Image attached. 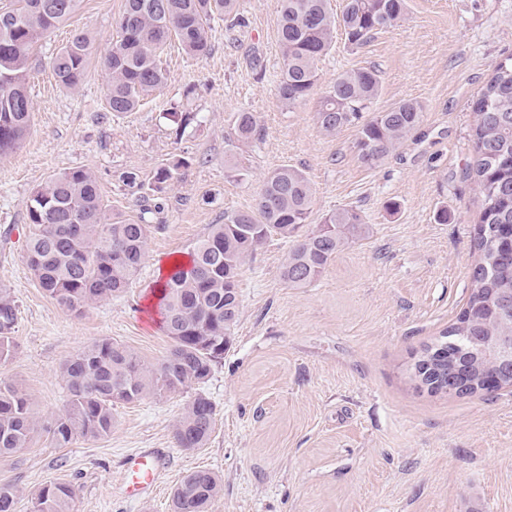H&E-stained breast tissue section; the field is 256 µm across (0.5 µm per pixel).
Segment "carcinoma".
<instances>
[{
    "label": "carcinoma",
    "instance_id": "1",
    "mask_svg": "<svg viewBox=\"0 0 512 512\" xmlns=\"http://www.w3.org/2000/svg\"><path fill=\"white\" fill-rule=\"evenodd\" d=\"M80 0H0V156L30 130L33 102L27 80L32 49L78 9ZM283 69L277 86L281 104L294 107L318 84V60L336 45L342 29L352 47L400 23L406 0H345L341 13L330 0H275ZM238 0H125L119 40L102 58L108 75L106 111L118 116L138 109L166 81L160 55L176 37L188 55L209 54L211 21L241 20ZM93 41L75 31L54 52L49 65L63 89L76 93L88 74ZM380 79L373 68L347 70L320 98L318 123L327 133L357 128L355 150L366 166L396 150L420 121L423 107L402 100L373 111ZM475 159L467 169L481 200L476 227L478 252L471 269V293L456 320L426 346L412 376L428 368L441 379L463 368L469 381L512 349V56L498 62L473 105ZM236 140L260 134L254 115L238 113ZM313 187L305 173L283 166L266 176L256 207L212 225L190 252L187 265L175 264L163 280V328L171 340L165 358L148 364L126 346L102 339L67 360L61 375L69 393L64 410L40 425L27 394L0 385V457L29 447L41 432L56 448L78 437L101 438L112 432L114 406L161 396L209 380L224 359L239 315L241 268L274 236L292 242L282 278L301 288L319 278L346 246L368 232L360 214L338 208L304 233L312 214ZM27 266L34 281L62 309L79 315L127 287L146 254L155 226L105 211L100 188L88 169L62 172L39 186L28 208ZM17 310L10 293L0 290V359L13 348ZM215 421L210 399L198 392L175 428L180 448H202ZM223 491L210 470L187 472L175 488L172 512H209ZM71 485L51 482L38 492L34 512H72ZM17 495L0 485V512H16Z\"/></svg>",
    "mask_w": 512,
    "mask_h": 512
}]
</instances>
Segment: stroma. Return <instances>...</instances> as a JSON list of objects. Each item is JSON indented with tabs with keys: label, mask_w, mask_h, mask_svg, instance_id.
Returning a JSON list of instances; mask_svg holds the SVG:
<instances>
[{
	"label": "stroma",
	"mask_w": 512,
	"mask_h": 512,
	"mask_svg": "<svg viewBox=\"0 0 512 512\" xmlns=\"http://www.w3.org/2000/svg\"><path fill=\"white\" fill-rule=\"evenodd\" d=\"M239 3L243 22L212 23L206 57L167 45L164 88L119 116L104 109L99 62L75 94L56 84L48 62L76 29L105 53L124 0H82L37 44L32 125L0 157V289L17 306L0 382L22 388L44 423L68 401L62 363L98 340L161 362L171 341L146 312L160 267L186 256L225 214L252 209L275 169L310 179L312 223L348 208L369 232L303 288L281 277L288 240L269 239L240 272L239 319L206 384L117 405L111 433L98 439L55 448L39 435L0 457V485L17 490V512H33L53 481L74 488V512H171L186 472L209 469L224 481L209 512H512V387L432 395L410 376L471 292L481 211L465 175L472 106L494 65L512 56V0H407L404 20L364 47L337 38L317 63L313 94L292 108L277 97L274 0ZM370 66L381 76L374 111L405 99L424 107L409 138L374 167L359 161L354 127L329 135L316 120L336 76ZM176 106L193 120L167 119ZM243 111L261 130L246 143L231 135ZM176 161L173 180L157 190L156 171ZM76 168L94 173L109 213L157 227L125 291L77 317L38 288L23 250L33 192ZM198 392L213 402L215 424L205 447L187 451L174 429ZM141 450L170 460L154 491L130 502L120 491L124 462Z\"/></svg>",
	"instance_id": "1"
}]
</instances>
